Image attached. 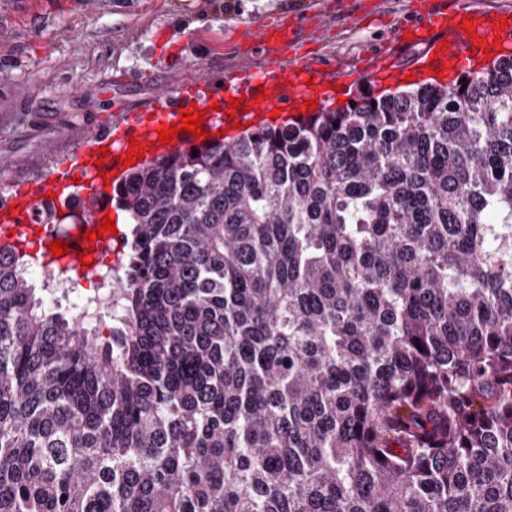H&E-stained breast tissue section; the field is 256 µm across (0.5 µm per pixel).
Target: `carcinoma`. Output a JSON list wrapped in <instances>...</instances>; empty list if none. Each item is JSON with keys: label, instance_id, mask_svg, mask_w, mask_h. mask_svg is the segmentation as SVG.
Masks as SVG:
<instances>
[{"label": "carcinoma", "instance_id": "cac0c4a2", "mask_svg": "<svg viewBox=\"0 0 512 512\" xmlns=\"http://www.w3.org/2000/svg\"><path fill=\"white\" fill-rule=\"evenodd\" d=\"M195 150L104 330L0 245V512H512V56Z\"/></svg>", "mask_w": 512, "mask_h": 512}]
</instances>
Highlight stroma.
<instances>
[{"label": "stroma", "instance_id": "35a3bbf8", "mask_svg": "<svg viewBox=\"0 0 512 512\" xmlns=\"http://www.w3.org/2000/svg\"><path fill=\"white\" fill-rule=\"evenodd\" d=\"M429 0H0V200L63 170L88 135L151 111L191 77L246 84L280 60L338 77L331 99L369 87ZM287 44L260 43L263 28Z\"/></svg>", "mask_w": 512, "mask_h": 512}]
</instances>
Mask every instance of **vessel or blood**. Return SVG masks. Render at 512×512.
Segmentation results:
<instances>
[{
    "instance_id": "b4317fda",
    "label": "vessel or blood",
    "mask_w": 512,
    "mask_h": 512,
    "mask_svg": "<svg viewBox=\"0 0 512 512\" xmlns=\"http://www.w3.org/2000/svg\"><path fill=\"white\" fill-rule=\"evenodd\" d=\"M409 31L414 34L416 41L428 46V67L437 72L446 71L451 76L468 59L473 47L472 37L465 34L463 29L449 28L446 0H440L437 9L427 11L419 22L410 26ZM329 81L327 74L310 66L281 65L271 76L262 79L261 84L266 90L263 101L255 104L252 111L238 112L231 117L219 112L216 105L223 102L224 98L240 97L242 88H229L225 92H214L203 98L184 96L178 100L170 93H162L158 110L151 118L132 121L117 137L99 131L90 133L86 145L75 156L72 171L23 187L12 195L6 205L0 206V241L23 250L30 249L29 243L39 224L37 208L46 203L57 204L72 196L80 197L89 208L90 217L76 224L64 236L63 243L69 251L60 256L59 262L69 271L86 274L87 269L78 258L82 250L80 240L85 230H97L106 211L112 208L109 200L112 188L104 184L102 176L121 168L130 150V139H137L142 145L155 143V151L159 154L194 144V136L185 132L176 134L167 146L157 143L159 130L179 124L180 113L185 109L203 111V128L207 132H214L220 126L224 128L226 136L231 137L236 133V125L256 126L265 120L267 111L271 109L282 106L301 109L313 96L315 86ZM103 147L109 151L105 159L99 153Z\"/></svg>"
}]
</instances>
